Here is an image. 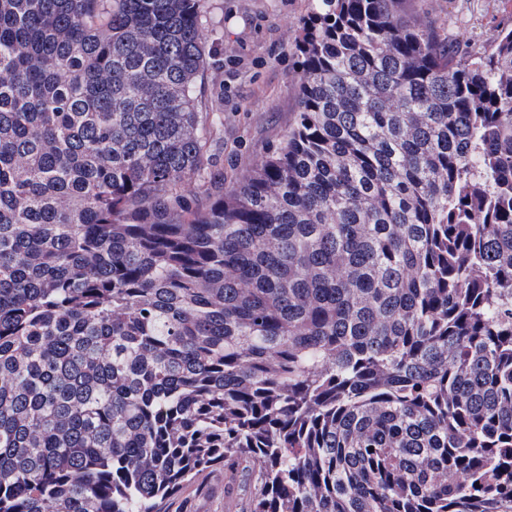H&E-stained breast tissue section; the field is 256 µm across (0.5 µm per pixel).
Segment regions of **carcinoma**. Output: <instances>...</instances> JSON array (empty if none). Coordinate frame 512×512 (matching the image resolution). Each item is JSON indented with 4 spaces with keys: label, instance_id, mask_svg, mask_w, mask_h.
<instances>
[{
    "label": "carcinoma",
    "instance_id": "cac0c4a2",
    "mask_svg": "<svg viewBox=\"0 0 512 512\" xmlns=\"http://www.w3.org/2000/svg\"><path fill=\"white\" fill-rule=\"evenodd\" d=\"M405 2L311 0L226 193L206 0H0V512H512V29ZM224 465H216L197 475L170 504V512H242L246 498L239 495L237 501L225 507Z\"/></svg>",
    "mask_w": 512,
    "mask_h": 512
}]
</instances>
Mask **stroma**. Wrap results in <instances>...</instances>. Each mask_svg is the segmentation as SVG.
<instances>
[{"label": "stroma", "mask_w": 512, "mask_h": 512, "mask_svg": "<svg viewBox=\"0 0 512 512\" xmlns=\"http://www.w3.org/2000/svg\"><path fill=\"white\" fill-rule=\"evenodd\" d=\"M207 24L222 66L205 76L207 98L218 101L213 153L232 188L278 144L298 109L296 47L299 22L310 0H208ZM409 11L448 28L464 44L479 46L512 28V0H408ZM245 498L224 499V468L197 475L169 512H244Z\"/></svg>", "instance_id": "stroma-1"}]
</instances>
